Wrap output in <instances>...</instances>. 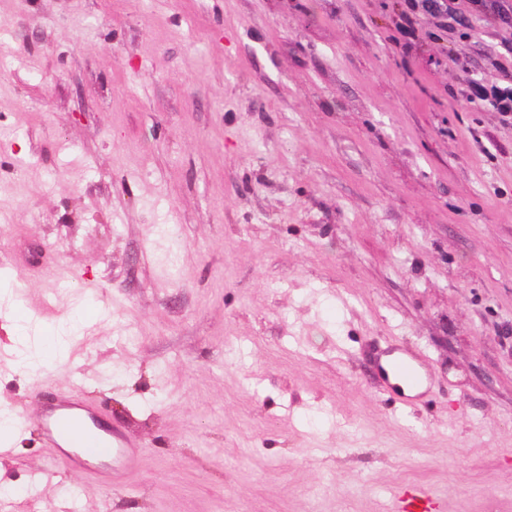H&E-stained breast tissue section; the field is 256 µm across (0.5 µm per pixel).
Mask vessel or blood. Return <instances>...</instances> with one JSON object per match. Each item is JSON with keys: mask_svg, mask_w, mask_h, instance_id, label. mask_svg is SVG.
I'll use <instances>...</instances> for the list:
<instances>
[{"mask_svg": "<svg viewBox=\"0 0 512 512\" xmlns=\"http://www.w3.org/2000/svg\"><path fill=\"white\" fill-rule=\"evenodd\" d=\"M386 391L396 395L405 406L413 405L416 393L422 392L425 377L418 356L400 353L381 371ZM44 442L54 449L84 448L114 455L126 466H134L140 452L119 431L103 433L94 411L60 396L48 402L37 420ZM396 512H435L437 501L421 485L397 492Z\"/></svg>", "mask_w": 512, "mask_h": 512, "instance_id": "vessel-or-blood-1", "label": "vessel or blood"}]
</instances>
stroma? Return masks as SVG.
Wrapping results in <instances>:
<instances>
[{"instance_id": "35a3bbf8", "label": "stroma", "mask_w": 512, "mask_h": 512, "mask_svg": "<svg viewBox=\"0 0 512 512\" xmlns=\"http://www.w3.org/2000/svg\"><path fill=\"white\" fill-rule=\"evenodd\" d=\"M390 0H0V512H512V28ZM420 355L431 400L377 389ZM141 450L64 465L45 398ZM394 14L396 22L394 24L393 35L391 39L396 44L403 41L404 45L413 42H420L426 39L440 40L438 33L423 31L420 27V15L423 13L435 14L445 22L440 28L448 29V18L455 25L461 28H468L470 18L474 15L482 16L485 19H496L511 13V0H395ZM398 6V8H396ZM512 56L510 61H498V81L486 84L473 81L465 93V104L476 108H487L498 112L504 123L512 124ZM398 512H437V499L421 485H411L408 490L398 491L394 497Z\"/></svg>"}]
</instances>
